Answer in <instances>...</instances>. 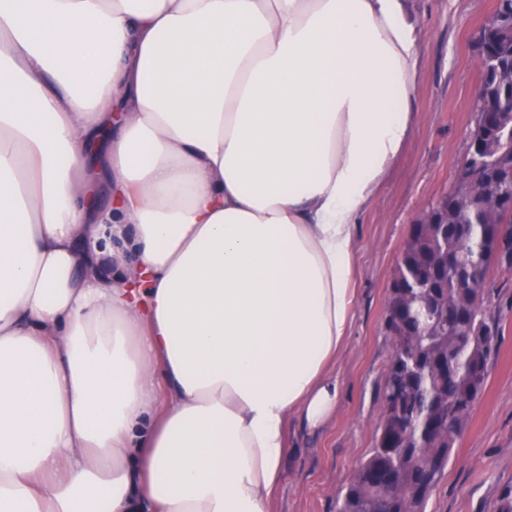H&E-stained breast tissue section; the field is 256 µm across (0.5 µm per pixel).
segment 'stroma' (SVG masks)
Here are the masks:
<instances>
[{"instance_id":"35a3bbf8","label":"stroma","mask_w":512,"mask_h":512,"mask_svg":"<svg viewBox=\"0 0 512 512\" xmlns=\"http://www.w3.org/2000/svg\"><path fill=\"white\" fill-rule=\"evenodd\" d=\"M496 0H411L424 33L411 137L362 212L358 229L356 319L339 364L342 390L322 428H291L295 446L274 512H336V499L374 446L379 395L392 353L385 306L411 225L448 193L475 125L480 81L475 38ZM492 306L502 317V345L484 392L452 454L428 512H493L512 489V270L490 273Z\"/></svg>"}]
</instances>
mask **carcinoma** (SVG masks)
I'll use <instances>...</instances> for the list:
<instances>
[{"label": "carcinoma", "instance_id": "obj_1", "mask_svg": "<svg viewBox=\"0 0 512 512\" xmlns=\"http://www.w3.org/2000/svg\"><path fill=\"white\" fill-rule=\"evenodd\" d=\"M475 127L438 223L414 224L386 305L392 354L380 395L375 444L336 499V512H427L500 350L501 319L485 281L512 268V226L492 216V201L512 192L495 177L512 170V17L484 35Z\"/></svg>", "mask_w": 512, "mask_h": 512}]
</instances>
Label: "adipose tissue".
I'll list each match as a JSON object with an SVG mask.
<instances>
[{
	"mask_svg": "<svg viewBox=\"0 0 512 512\" xmlns=\"http://www.w3.org/2000/svg\"><path fill=\"white\" fill-rule=\"evenodd\" d=\"M422 41L407 0H0V512H272Z\"/></svg>",
	"mask_w": 512,
	"mask_h": 512,
	"instance_id": "obj_1",
	"label": "adipose tissue"
}]
</instances>
